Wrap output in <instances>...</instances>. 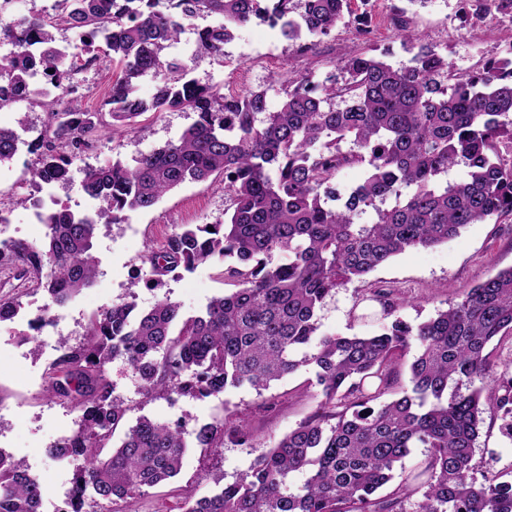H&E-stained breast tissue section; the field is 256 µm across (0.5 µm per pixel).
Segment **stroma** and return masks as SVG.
Wrapping results in <instances>:
<instances>
[{"label":"stroma","instance_id":"35a3bbf8","mask_svg":"<svg viewBox=\"0 0 512 512\" xmlns=\"http://www.w3.org/2000/svg\"><path fill=\"white\" fill-rule=\"evenodd\" d=\"M371 17L368 37L356 32V18ZM414 20V32L423 42L437 47L447 56L456 72L466 73L492 57L512 55V21L498 15L485 17L479 30H472L460 10L459 0H354L352 13L322 37L319 47L300 53L279 30L261 21L238 29L224 46L223 58L197 49L196 31L204 27L199 18L185 25L178 40L167 45L166 57L186 62L190 75L200 84L232 87L241 93L249 89L267 92L269 110H278L288 82L312 73L316 81L335 74L341 60L362 53L385 54L392 65L405 63L395 17ZM112 83V64L104 57L78 69L72 79L82 106L92 112L103 109ZM198 119L196 112L173 110L159 118L138 120L134 130H115L101 126L88 149L74 162L75 170L85 165L100 166L119 159L132 161L141 154L177 141ZM24 122L21 136L33 141L44 131L46 113L30 101L18 102L0 110V127ZM36 154L20 149L8 164L0 166V208L9 212L11 223L6 235L40 243L45 229L29 223L33 205L54 200L78 214L96 215L100 200L85 194L79 182L33 188L29 171ZM229 201L222 178L190 182L162 197L152 209L132 213L123 224H99L93 252L99 259L100 274L95 284L77 297L58 315L68 331L70 346L83 341L89 317L112 304L134 301L137 310H149L158 300L178 303L183 317L198 315L208 301L225 293L217 273L223 264L215 258L193 270H176L164 276L158 288L135 285V277L149 271L143 262L146 247L165 245L178 224H220ZM512 266V216L487 224H471L447 243L435 248L404 252L370 275L373 283L394 289L401 306L398 316L415 325L434 316L465 289ZM20 304L13 320L0 323V404L12 413L0 419V449L24 465L32 466L47 488V500L67 494L72 486L77 462L51 456L50 443L77 427L79 412L72 405L49 399L44 394L46 370L57 357V339L41 336L39 343H17V330H28L37 307L48 305L44 291L27 287L12 290ZM363 285L353 281L339 288L319 313L323 333L341 336H368L380 327V306L362 298ZM109 376L116 395L129 406L128 424L148 416L163 422L178 423L186 435H193L201 424L214 420L247 418L250 446L225 442L223 447L187 449L180 474L171 482L146 489L144 494L122 501L118 512H165L184 496L210 494L216 482H231L247 472L258 450L272 446L307 416L317 401L302 389L312 376L308 369L273 383L263 394L249 388H227L223 394L206 399L182 397L169 402H147L138 393L139 382L122 362L114 361ZM499 415L486 414L474 461L478 474L512 471V439L501 430Z\"/></svg>","mask_w":512,"mask_h":512}]
</instances>
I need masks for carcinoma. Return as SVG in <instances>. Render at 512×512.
I'll return each mask as SVG.
<instances>
[{"label":"carcinoma","instance_id":"carcinoma-1","mask_svg":"<svg viewBox=\"0 0 512 512\" xmlns=\"http://www.w3.org/2000/svg\"><path fill=\"white\" fill-rule=\"evenodd\" d=\"M349 2L56 0L52 14L0 19V44L11 46L0 56V109L39 72L73 90L71 74L79 61L98 58L100 43L115 64L105 101L112 126L131 129L144 114L173 109L199 114L177 141L130 163L85 166L82 190L106 208L95 218L46 211L43 242L1 247L0 267L47 292L58 310L99 276L93 240L100 220L122 224L183 184L213 176L224 177L230 201L224 223L180 224L161 250L147 248L144 284L219 256L226 260L219 277L231 293L187 319L168 298L143 312L115 303L89 318L80 346L59 339L46 393L81 412L76 433L53 445L57 457L82 460L71 488L74 512L89 501L111 512L116 501L176 477L191 444L224 447L222 421L200 426L189 442L178 428L145 416L113 445L129 410L108 374L116 360L129 366L147 401L216 397L228 387L260 395L303 367L314 370L307 386L316 388L315 411L259 451L235 481L215 482L208 496L183 497L180 512H512V480L486 474L478 482L472 464L486 413L503 414V432L512 436V377L497 375L488 351L494 340L512 338V267L415 326L395 316L393 290L371 284L380 333L323 334L318 318L338 288L364 281L391 258L446 242L469 224L512 216V57L459 75L401 19L407 63L351 56L337 76L319 83L305 74L288 84L270 112L266 91L223 94L162 55L197 17L216 19L197 31L198 50L212 56L224 57L234 31L255 18L303 53L342 20ZM460 4L477 19L490 10L512 19V0ZM56 30L74 39L59 44ZM147 73L158 80L149 101L134 94ZM46 107V134L27 144L38 153L31 180L69 184L102 113L84 111L73 98L61 106L54 97ZM22 144L18 130L0 127V165ZM350 165L363 166L365 177L342 199L331 182ZM459 165L462 179H442ZM280 254L288 261L275 262ZM18 308L1 294L0 323ZM413 348L410 389L379 402L394 383L391 366ZM414 448L425 449L423 468L394 482L396 466ZM299 472L307 477L294 487L290 477ZM46 493L0 450V512H39Z\"/></svg>","mask_w":512,"mask_h":512}]
</instances>
